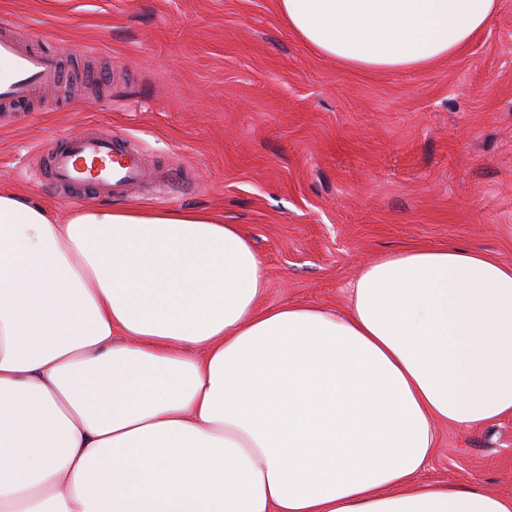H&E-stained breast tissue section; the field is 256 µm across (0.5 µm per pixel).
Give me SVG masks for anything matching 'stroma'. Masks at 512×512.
I'll list each match as a JSON object with an SVG mask.
<instances>
[{
	"instance_id": "stroma-1",
	"label": "stroma",
	"mask_w": 512,
	"mask_h": 512,
	"mask_svg": "<svg viewBox=\"0 0 512 512\" xmlns=\"http://www.w3.org/2000/svg\"><path fill=\"white\" fill-rule=\"evenodd\" d=\"M114 73L0 125V188L64 215L33 169L57 136L132 138L184 184L112 206L202 210L263 260L261 307L345 308L360 267L409 246L512 265V0L447 62L368 70L316 54L276 0H0V27ZM424 481L512 494V415L437 425Z\"/></svg>"
}]
</instances>
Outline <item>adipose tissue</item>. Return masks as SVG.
Segmentation results:
<instances>
[{
  "instance_id": "1",
  "label": "adipose tissue",
  "mask_w": 512,
  "mask_h": 512,
  "mask_svg": "<svg viewBox=\"0 0 512 512\" xmlns=\"http://www.w3.org/2000/svg\"><path fill=\"white\" fill-rule=\"evenodd\" d=\"M317 54L448 60L498 0H276ZM265 265L205 211L59 218L0 191V512H512L417 483L435 422L512 415V266L418 246L343 309L263 308Z\"/></svg>"
}]
</instances>
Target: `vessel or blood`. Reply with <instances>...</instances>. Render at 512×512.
<instances>
[{
  "label": "vessel or blood",
  "instance_id": "vessel-or-blood-1",
  "mask_svg": "<svg viewBox=\"0 0 512 512\" xmlns=\"http://www.w3.org/2000/svg\"><path fill=\"white\" fill-rule=\"evenodd\" d=\"M64 78L61 56L0 36L1 106L38 101ZM44 170L56 187L74 196L126 194L166 180L165 169L150 168L132 139L108 130L57 137L44 158Z\"/></svg>",
  "mask_w": 512,
  "mask_h": 512
}]
</instances>
